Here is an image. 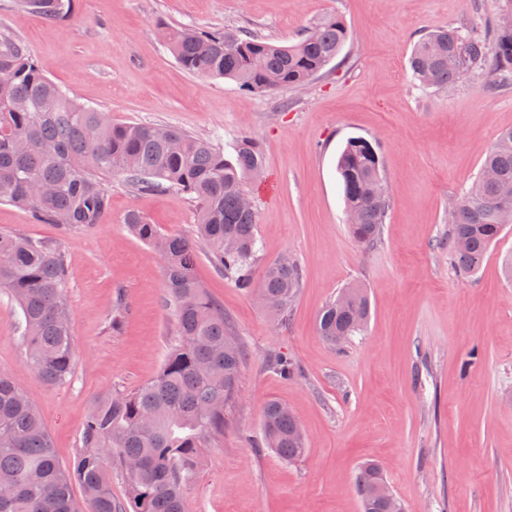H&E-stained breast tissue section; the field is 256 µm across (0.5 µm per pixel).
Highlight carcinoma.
<instances>
[{"instance_id":"carcinoma-1","label":"carcinoma","mask_w":512,"mask_h":512,"mask_svg":"<svg viewBox=\"0 0 512 512\" xmlns=\"http://www.w3.org/2000/svg\"><path fill=\"white\" fill-rule=\"evenodd\" d=\"M15 7L55 21L71 15L74 0H15ZM493 37L453 28L429 32L414 43L412 75L435 88L480 75L483 89L494 93L501 71L512 66V0H506ZM164 39L184 70L266 95L322 74L349 33L339 15L328 14L292 44L193 26H166ZM0 71L8 73L0 81V202L65 232L99 223L110 208L105 181L114 175L138 190L176 191L197 204L193 239L164 235L135 212L126 218L131 233L163 261L165 304L175 317L177 340L153 380L93 404L82 450L71 466L60 463L33 403L0 373V480L7 485L0 512H187L184 490L199 467V448L206 437L224 432V409L237 395L244 365L224 309L195 277L196 250L204 246L218 273L276 315L287 314L302 280L301 267L292 260L256 272L257 212L243 205L241 193L260 176L262 152L249 136L240 137L234 155L226 156L209 140L178 128L116 122L51 81L25 44L8 35H0ZM336 170L351 234L368 246L378 239L389 207V196L378 192L384 181L380 157L371 142L352 137ZM37 185L52 191L38 196ZM510 224L512 128L500 134L471 188L455 201L448 222L454 266L463 274L476 273ZM67 279L60 246L0 231V288L13 294L28 361L49 386L67 383L74 366ZM341 293L345 298L330 301L317 325L319 336L333 346L362 332L370 318L367 289L353 284ZM264 444L288 462L306 452L300 422L278 400L264 408ZM114 468L127 481L123 502L112 499ZM385 482L375 462L359 466L360 512H387L376 494Z\"/></svg>"}]
</instances>
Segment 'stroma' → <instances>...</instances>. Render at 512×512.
Segmentation results:
<instances>
[{
    "label": "stroma",
    "instance_id": "stroma-1",
    "mask_svg": "<svg viewBox=\"0 0 512 512\" xmlns=\"http://www.w3.org/2000/svg\"><path fill=\"white\" fill-rule=\"evenodd\" d=\"M506 0H76L47 21L0 0V33L21 39L39 69L112 119L175 126L231 149L260 145L256 187L261 264L289 257L303 281L276 319L200 254L195 275L224 309L246 352L224 432L200 450L188 512H360L358 466L381 467L405 512H512V225L480 269L448 257V206L469 189L501 131L512 128V71L496 94L467 76L445 89L409 69L417 39L438 27L481 31ZM339 14L350 38L326 73L273 95L186 72L163 26L245 30L295 42L318 17ZM370 141L390 197L378 241L359 245L335 171L348 138ZM99 224L61 232L0 203V231L61 245L75 339L69 381L47 386L27 364L20 310L0 288V372L34 403L57 456L71 465L94 402L132 392L162 368L174 338L163 263L127 229L139 212L162 234L193 236L196 207L180 193L107 184ZM355 282L371 317L336 348L317 333L326 304ZM291 359L296 377L270 367ZM300 419L307 446L288 462L262 445L264 406Z\"/></svg>",
    "mask_w": 512,
    "mask_h": 512
}]
</instances>
